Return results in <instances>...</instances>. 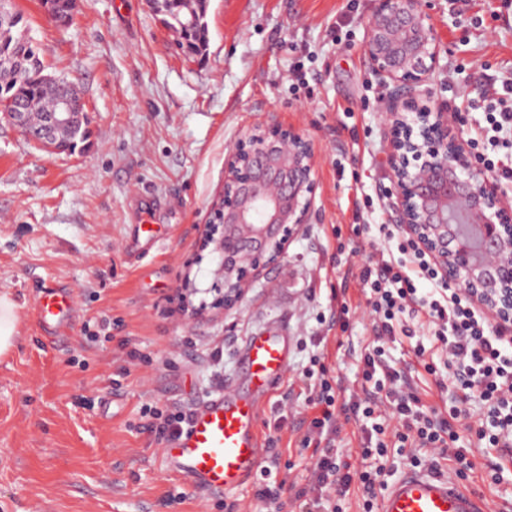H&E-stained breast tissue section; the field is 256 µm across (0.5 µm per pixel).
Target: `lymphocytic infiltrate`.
Returning <instances> with one entry per match:
<instances>
[{"instance_id": "f902f5d3", "label": "lymphocytic infiltrate", "mask_w": 512, "mask_h": 512, "mask_svg": "<svg viewBox=\"0 0 512 512\" xmlns=\"http://www.w3.org/2000/svg\"><path fill=\"white\" fill-rule=\"evenodd\" d=\"M484 94L494 103L485 115L489 130L512 133V78L490 82ZM399 256H381L359 266L358 281L368 286L370 324L374 339L361 356V390L347 393L323 357L314 354L297 376L301 393L316 414L299 440L313 459V485L295 491L300 512H344L355 501L359 512H376L377 497L387 485L391 455L405 457L412 469L442 474L450 462L457 481L476 468L475 455L485 448L500 452V461L485 473L489 485L502 483L512 467V330L478 315L456 289L442 285L435 265L414 241L400 245ZM431 283L421 293L420 283ZM418 318L428 331V344L416 343V356L434 348L435 357L423 368L438 391L456 388L478 396L483 411L473 422H462L456 407L447 413L424 409L419 397L407 391L401 372L391 367L386 346L414 339L416 332L404 315ZM358 424L361 437L355 453L339 455L333 443L339 419ZM261 479L254 496L282 512L281 497L288 474L277 449L265 451Z\"/></svg>"}]
</instances>
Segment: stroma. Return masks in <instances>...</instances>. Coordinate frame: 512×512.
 I'll return each instance as SVG.
<instances>
[{
    "label": "stroma",
    "mask_w": 512,
    "mask_h": 512,
    "mask_svg": "<svg viewBox=\"0 0 512 512\" xmlns=\"http://www.w3.org/2000/svg\"><path fill=\"white\" fill-rule=\"evenodd\" d=\"M442 43L441 68L420 104L462 114L464 139L485 123L486 80L512 78V0H422ZM50 72L81 91L90 136L52 154L0 118V292L17 305L18 336L0 356V512H266L254 484L201 494L165 459L146 404L194 406L227 383L245 386L238 349L277 323L293 339L321 337L345 385L361 381L373 335L356 281H344L385 238L391 134L387 87L363 55L374 0H207V50L185 54L148 0H78L65 27L42 0H14ZM277 125L312 140L315 197L308 224L237 306L214 307L221 255L197 227L224 190V159L250 129ZM169 238L138 262L124 252L141 211ZM71 286V338L48 341L29 320L42 283ZM206 298L202 315H169L180 287ZM347 329L328 328L339 298ZM110 338L87 349L101 318ZM224 346L220 362L206 355ZM142 362L128 364V349ZM174 368H166V361ZM314 415L283 383L261 439L276 440L305 486L309 454L295 447Z\"/></svg>",
    "instance_id": "obj_1"
}]
</instances>
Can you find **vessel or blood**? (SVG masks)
<instances>
[{
    "mask_svg": "<svg viewBox=\"0 0 512 512\" xmlns=\"http://www.w3.org/2000/svg\"><path fill=\"white\" fill-rule=\"evenodd\" d=\"M130 238L137 251L152 249L160 241V227L132 225ZM32 315L48 339L72 335L76 319L73 289L43 288ZM290 344V337L279 330L247 337L239 353L249 377L247 389L229 386L199 403L189 425L164 448L171 467L197 492L237 490L259 470L261 406L288 374ZM381 512H487V507L479 494L447 477L410 471L388 485Z\"/></svg>",
    "mask_w": 512,
    "mask_h": 512,
    "instance_id": "1",
    "label": "vessel or blood"
}]
</instances>
